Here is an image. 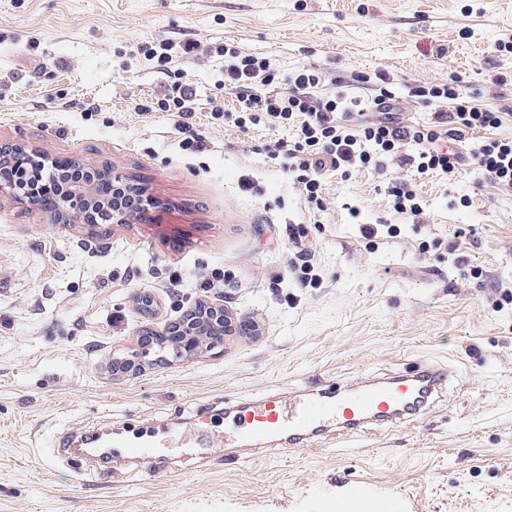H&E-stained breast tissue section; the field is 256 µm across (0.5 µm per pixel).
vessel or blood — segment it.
Wrapping results in <instances>:
<instances>
[{"label": "vessel or blood", "instance_id": "b4317fda", "mask_svg": "<svg viewBox=\"0 0 512 512\" xmlns=\"http://www.w3.org/2000/svg\"><path fill=\"white\" fill-rule=\"evenodd\" d=\"M442 379L439 373L399 376L354 390L309 392L286 402L268 396L258 405L239 410L224 439L232 443L260 445L270 437L278 436L294 449L332 424L352 433L371 419H393L418 413ZM196 444L195 436L188 431L161 436L149 446L119 437L112 440L113 447L125 449L128 455L136 458L150 453L155 447L190 448Z\"/></svg>", "mask_w": 512, "mask_h": 512}]
</instances>
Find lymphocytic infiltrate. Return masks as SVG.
<instances>
[{"mask_svg":"<svg viewBox=\"0 0 512 512\" xmlns=\"http://www.w3.org/2000/svg\"><path fill=\"white\" fill-rule=\"evenodd\" d=\"M224 84L238 94L237 109L225 112V121L245 129L253 126L292 127V141H280L277 151L302 187L305 201L323 208L319 172L332 168L351 173L375 170L386 162L412 168L417 175L448 174L458 165L447 151L449 140H462L477 129L500 127L512 118V106L497 111L479 108L462 93L458 80L416 90L424 106L434 107L431 122L407 126L391 117L370 119L361 99L339 89L320 93L317 70L299 68L287 80L290 89L276 91L279 72L265 57L224 45ZM413 153H404V146ZM478 174L506 193H512V139H488L470 158Z\"/></svg>","mask_w":512,"mask_h":512,"instance_id":"lymphocytic-infiltrate-1","label":"lymphocytic infiltrate"}]
</instances>
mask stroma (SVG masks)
<instances>
[{
	"label": "stroma",
	"mask_w": 512,
	"mask_h": 512,
	"mask_svg": "<svg viewBox=\"0 0 512 512\" xmlns=\"http://www.w3.org/2000/svg\"><path fill=\"white\" fill-rule=\"evenodd\" d=\"M512 0H0V142L111 164L162 200L149 218L53 223L29 202L0 201V512H336L365 488L403 512H512V195L470 167L411 178L391 165L326 168L323 211H309L274 154L284 130H240L221 46L312 66L327 82L386 74L395 119L427 121L411 92L460 78L476 103L512 105ZM192 40L177 61L196 90L180 118L159 101L173 82L146 42ZM414 180L422 215L394 212L387 184ZM360 215L351 219L347 208ZM397 225L369 243L359 224ZM309 249L302 287L289 230ZM462 231L471 267L436 238ZM156 320L228 292L235 321L193 359L147 356L135 375L112 361L138 351L136 298ZM426 367L449 382L407 422L327 428L296 453L280 438L246 449L159 448L147 459L77 460L71 437L126 427L223 429L269 395L355 388Z\"/></svg>",
	"instance_id": "35a3bbf8"
}]
</instances>
